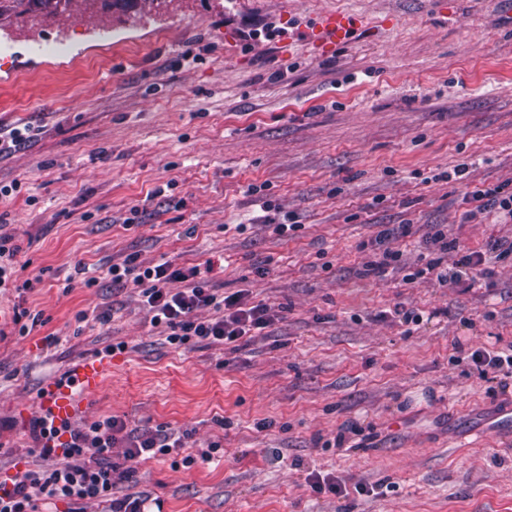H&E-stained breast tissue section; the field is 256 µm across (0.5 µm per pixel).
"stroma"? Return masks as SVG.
Here are the masks:
<instances>
[{
  "instance_id": "stroma-1",
  "label": "stroma",
  "mask_w": 512,
  "mask_h": 512,
  "mask_svg": "<svg viewBox=\"0 0 512 512\" xmlns=\"http://www.w3.org/2000/svg\"><path fill=\"white\" fill-rule=\"evenodd\" d=\"M225 3L102 0L136 20L110 48L78 13V58L0 70V125L34 129L0 156V182L23 184L0 200V235L20 247L17 284L0 288V482L40 465L28 425L45 387L122 342L78 425L162 428L182 457L219 446L208 463L140 460L148 512H512V431L470 440L512 402L471 358L512 349V256L451 288L403 280L512 244V219L466 201L512 185V0L442 14L433 0H242L231 20ZM351 9L368 28L316 51L305 20ZM274 221L300 228L280 236ZM386 224L407 227L387 243L402 267L376 276ZM439 230L454 248L426 250ZM129 256L209 268L212 287L278 319L234 352L174 348L107 273ZM341 432L349 449L332 446ZM317 477L348 495L315 493Z\"/></svg>"
}]
</instances>
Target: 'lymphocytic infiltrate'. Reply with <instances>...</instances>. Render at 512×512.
Segmentation results:
<instances>
[{
	"label": "lymphocytic infiltrate",
	"instance_id": "1",
	"mask_svg": "<svg viewBox=\"0 0 512 512\" xmlns=\"http://www.w3.org/2000/svg\"><path fill=\"white\" fill-rule=\"evenodd\" d=\"M108 273L114 282L139 288L153 326L177 347L206 340L231 345L268 328L275 319L266 304L250 306L244 295L219 294L196 268L184 269L168 261L141 267L127 259L112 264ZM173 281L181 282L180 290H170ZM203 308L212 309L213 318L198 319L196 313ZM28 434L34 453L46 465L27 470L22 481L0 483V512H39L41 498L76 507L106 499L111 512H143L144 498L134 493L114 496L115 487L130 481L142 457L166 456L182 445L181 439L162 429L132 435L125 422L114 417L75 428L44 415L31 421ZM121 441L127 449L116 461L112 450Z\"/></svg>",
	"mask_w": 512,
	"mask_h": 512
}]
</instances>
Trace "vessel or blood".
<instances>
[{
	"mask_svg": "<svg viewBox=\"0 0 512 512\" xmlns=\"http://www.w3.org/2000/svg\"><path fill=\"white\" fill-rule=\"evenodd\" d=\"M365 18L356 11H327L313 18L307 29L310 39L319 50H327L336 44L351 40L362 29ZM119 22L100 17L88 28L91 40L100 47L114 44ZM23 45L29 59L44 62L52 57L74 54L68 27H50L28 20L19 24L0 22V54L12 56L15 45ZM111 365L107 359L97 358L76 365L70 376L73 384L67 389L49 388L38 403L41 412L58 420H73L84 401L98 392ZM512 428V405L499 408L487 421L476 428L477 436Z\"/></svg>",
	"mask_w": 512,
	"mask_h": 512,
	"instance_id": "1",
	"label": "vessel or blood"
}]
</instances>
